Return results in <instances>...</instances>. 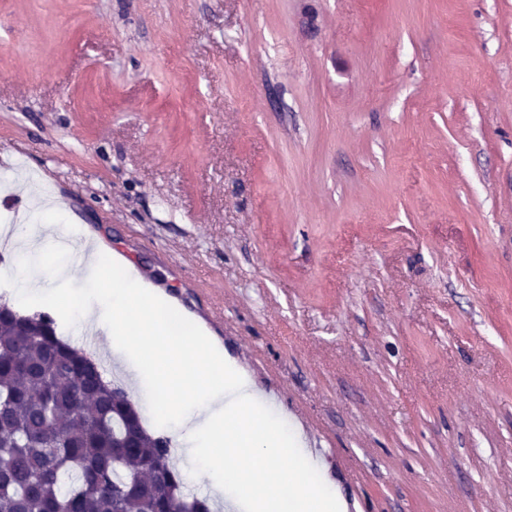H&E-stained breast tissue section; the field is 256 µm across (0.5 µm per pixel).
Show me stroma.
<instances>
[{"label":"stroma","mask_w":512,"mask_h":512,"mask_svg":"<svg viewBox=\"0 0 512 512\" xmlns=\"http://www.w3.org/2000/svg\"><path fill=\"white\" fill-rule=\"evenodd\" d=\"M54 200L247 373L347 512H512V0H0V231ZM30 216L44 275L96 304Z\"/></svg>","instance_id":"35a3bbf8"}]
</instances>
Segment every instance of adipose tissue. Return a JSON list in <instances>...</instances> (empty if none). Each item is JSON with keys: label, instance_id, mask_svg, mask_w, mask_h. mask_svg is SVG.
<instances>
[{"label": "adipose tissue", "instance_id": "obj_1", "mask_svg": "<svg viewBox=\"0 0 512 512\" xmlns=\"http://www.w3.org/2000/svg\"><path fill=\"white\" fill-rule=\"evenodd\" d=\"M83 272L90 286L102 288L100 254L85 259ZM102 290L101 302L110 305L111 320L90 306L79 308L78 319L94 327L137 388L154 385L157 374L174 369L188 350L200 353L205 382L178 404L171 433L205 471L212 495L225 498L236 512H341L328 475L309 485L300 434L196 327L174 326L176 311L163 296L135 276L122 274ZM134 310L140 315V331L131 335L126 321ZM245 444L252 449L246 459L239 455Z\"/></svg>", "mask_w": 512, "mask_h": 512}]
</instances>
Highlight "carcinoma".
Returning <instances> with one entry per match:
<instances>
[{
	"mask_svg": "<svg viewBox=\"0 0 512 512\" xmlns=\"http://www.w3.org/2000/svg\"><path fill=\"white\" fill-rule=\"evenodd\" d=\"M103 367L0 303V512H210Z\"/></svg>",
	"mask_w": 512,
	"mask_h": 512,
	"instance_id": "1",
	"label": "carcinoma"
}]
</instances>
